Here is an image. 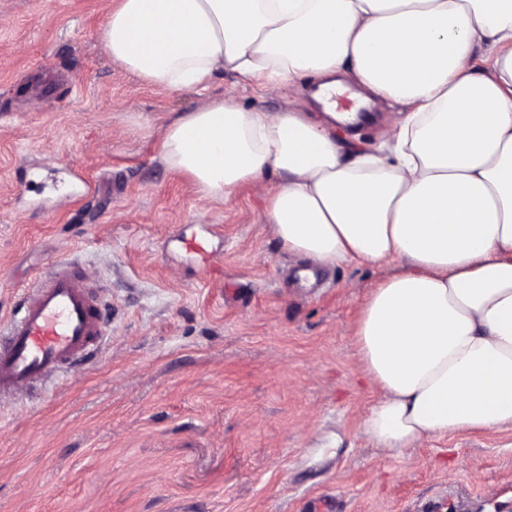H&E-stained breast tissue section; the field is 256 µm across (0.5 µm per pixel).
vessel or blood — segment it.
<instances>
[{
    "mask_svg": "<svg viewBox=\"0 0 512 512\" xmlns=\"http://www.w3.org/2000/svg\"><path fill=\"white\" fill-rule=\"evenodd\" d=\"M106 334L96 292L71 263L54 264L0 324V397L53 387Z\"/></svg>",
    "mask_w": 512,
    "mask_h": 512,
    "instance_id": "b4317fda",
    "label": "vessel or blood"
}]
</instances>
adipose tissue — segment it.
I'll return each mask as SVG.
<instances>
[{"instance_id":"obj_1","label":"adipose tissue","mask_w":512,"mask_h":512,"mask_svg":"<svg viewBox=\"0 0 512 512\" xmlns=\"http://www.w3.org/2000/svg\"><path fill=\"white\" fill-rule=\"evenodd\" d=\"M101 39L175 90L224 72L270 91L317 80L335 111L329 77L347 70L408 105L366 153L300 110L223 97L173 114L161 155L207 198L264 189L290 253L400 263L354 327L380 391L362 420L376 447L512 425V0H118Z\"/></svg>"}]
</instances>
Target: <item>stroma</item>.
Returning a JSON list of instances; mask_svg holds the SVG:
<instances>
[{"mask_svg":"<svg viewBox=\"0 0 512 512\" xmlns=\"http://www.w3.org/2000/svg\"><path fill=\"white\" fill-rule=\"evenodd\" d=\"M117 0H0V318L49 266L76 262L108 315L102 350L40 401L0 399V512H512V427L401 454L361 422L377 399L352 336L390 265L283 273L263 192L201 196L161 156L189 90L112 63L100 30ZM208 93L312 111L307 90L230 73ZM403 107L336 126L373 152ZM200 240L203 251L190 249Z\"/></svg>","mask_w":512,"mask_h":512,"instance_id":"stroma-1","label":"stroma"}]
</instances>
